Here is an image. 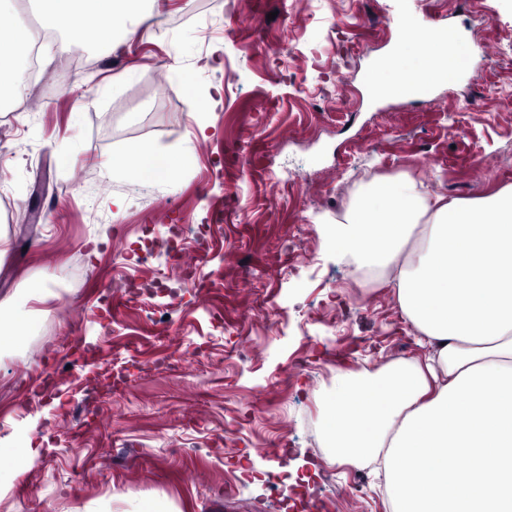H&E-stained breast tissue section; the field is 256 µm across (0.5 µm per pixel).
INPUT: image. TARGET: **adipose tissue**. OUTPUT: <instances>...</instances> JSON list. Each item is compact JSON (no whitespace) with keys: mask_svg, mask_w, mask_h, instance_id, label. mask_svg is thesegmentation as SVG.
<instances>
[{"mask_svg":"<svg viewBox=\"0 0 512 512\" xmlns=\"http://www.w3.org/2000/svg\"><path fill=\"white\" fill-rule=\"evenodd\" d=\"M159 9L41 0V25L64 51L88 26L117 47ZM27 39L24 22L0 29L1 95L18 90ZM327 235L357 268L390 269L426 350L370 377L339 375L321 404L332 457L382 472L392 512H512V185L450 201L412 178L380 180Z\"/></svg>","mask_w":512,"mask_h":512,"instance_id":"ef3b65f1","label":"adipose tissue"}]
</instances>
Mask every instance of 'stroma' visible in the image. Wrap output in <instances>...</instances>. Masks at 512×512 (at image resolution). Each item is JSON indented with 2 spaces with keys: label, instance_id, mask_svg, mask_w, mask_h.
<instances>
[{
  "label": "stroma",
  "instance_id": "35a3bbf8",
  "mask_svg": "<svg viewBox=\"0 0 512 512\" xmlns=\"http://www.w3.org/2000/svg\"><path fill=\"white\" fill-rule=\"evenodd\" d=\"M385 0H164L113 49L84 30L73 68L45 45L0 109V512H391L373 470L333 462L308 430L340 374L421 357L393 288H368L325 229L358 172L411 176L448 199L512 185V0H407L418 29L456 30L464 76L431 99L375 98L399 37ZM209 57L200 67V57ZM215 90L207 111L172 65ZM134 75H127L129 66ZM174 163L141 186L118 161ZM223 223L177 249L196 281L140 302L113 275L153 276L171 224ZM173 320L161 322L165 308ZM86 360L44 388L69 348ZM246 355H239L240 347ZM35 449L33 459L22 451Z\"/></svg>",
  "mask_w": 512,
  "mask_h": 512
}]
</instances>
